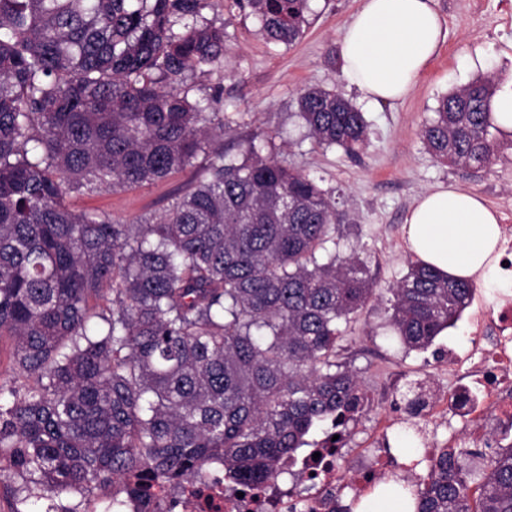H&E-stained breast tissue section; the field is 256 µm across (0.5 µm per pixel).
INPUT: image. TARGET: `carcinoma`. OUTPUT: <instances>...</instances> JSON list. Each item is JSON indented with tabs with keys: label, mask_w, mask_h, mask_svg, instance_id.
I'll return each mask as SVG.
<instances>
[{
	"label": "carcinoma",
	"mask_w": 512,
	"mask_h": 512,
	"mask_svg": "<svg viewBox=\"0 0 512 512\" xmlns=\"http://www.w3.org/2000/svg\"><path fill=\"white\" fill-rule=\"evenodd\" d=\"M267 40L305 33L309 0H236ZM201 0H0V472L13 495L55 501L141 482L195 479L224 454L240 492L279 461L365 413L358 372L337 361L341 323L381 298L355 247L339 251L336 198L274 157L273 138L237 133L216 95L186 78L224 59V26ZM183 31H174L176 25ZM496 77L439 100L422 138L451 166L497 158ZM298 117L350 154L366 120L309 87ZM233 135L240 152L213 147ZM206 161V176L141 224L76 211L72 192L156 185ZM402 343L425 348L471 302L470 280L421 262L387 289ZM112 295L111 305L98 301ZM453 450L424 479L401 478L414 512H512V445L473 463Z\"/></svg>",
	"instance_id": "1"
}]
</instances>
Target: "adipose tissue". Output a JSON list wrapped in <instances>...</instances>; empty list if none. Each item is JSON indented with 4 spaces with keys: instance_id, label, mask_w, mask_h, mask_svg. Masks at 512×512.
<instances>
[{
    "instance_id": "obj_1",
    "label": "adipose tissue",
    "mask_w": 512,
    "mask_h": 512,
    "mask_svg": "<svg viewBox=\"0 0 512 512\" xmlns=\"http://www.w3.org/2000/svg\"><path fill=\"white\" fill-rule=\"evenodd\" d=\"M445 38L433 0H363L341 32L342 77L371 101L403 99ZM406 223L422 262L455 278L496 273L499 218L479 196L439 186L416 200Z\"/></svg>"
}]
</instances>
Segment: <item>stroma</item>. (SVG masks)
Wrapping results in <instances>:
<instances>
[{
    "label": "stroma",
    "mask_w": 512,
    "mask_h": 512,
    "mask_svg": "<svg viewBox=\"0 0 512 512\" xmlns=\"http://www.w3.org/2000/svg\"><path fill=\"white\" fill-rule=\"evenodd\" d=\"M361 0H311L312 22L293 44L269 42L249 10L231 0H204L203 20L222 25L227 53L221 69L187 80L193 97L220 92L226 118L242 133L272 137L278 160L321 179L334 190L341 214L339 228L366 262L377 287L387 288L408 271L415 257L405 240V219L419 195L440 184H453L481 197L500 223L512 224V138L498 135L499 158L476 173L440 163L426 149L421 131L434 116L438 100L469 83L478 69L469 57L483 55L498 83L512 80V0H434L448 36L413 92L394 104L364 99L341 77L340 33ZM336 90L363 112L368 144L358 157L342 148L320 147L308 137L296 115L297 96L306 87ZM189 169L167 181L135 190L72 194L76 210L97 209L121 224L160 214L196 177ZM487 290L475 288L472 301L456 325L424 349L399 343L387 321V302L369 303L340 340L339 359L359 372L371 401L350 426L341 464L356 470L365 455L389 443L399 461L419 458L424 445L482 449L467 423L449 417L402 421L410 383L428 381L450 393L457 373L449 348L466 353L463 333L489 302Z\"/></svg>",
    "instance_id": "1"
}]
</instances>
